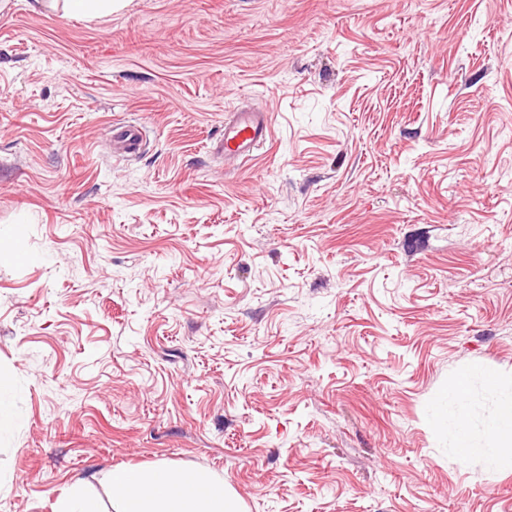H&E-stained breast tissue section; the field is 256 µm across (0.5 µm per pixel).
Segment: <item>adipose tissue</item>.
<instances>
[{"mask_svg": "<svg viewBox=\"0 0 512 512\" xmlns=\"http://www.w3.org/2000/svg\"><path fill=\"white\" fill-rule=\"evenodd\" d=\"M465 393L466 381L458 379L449 390L453 407L438 417L453 429L456 453L480 454L493 470L512 464V392L500 398L483 448L475 446L470 435ZM112 494L120 503L119 512H243L241 500L222 479L196 470L119 468L112 472Z\"/></svg>", "mask_w": 512, "mask_h": 512, "instance_id": "obj_1", "label": "adipose tissue"}]
</instances>
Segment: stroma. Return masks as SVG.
Masks as SVG:
<instances>
[{
  "label": "stroma",
  "instance_id": "obj_1",
  "mask_svg": "<svg viewBox=\"0 0 512 512\" xmlns=\"http://www.w3.org/2000/svg\"><path fill=\"white\" fill-rule=\"evenodd\" d=\"M273 137L228 165L224 117ZM144 129L136 155L113 126ZM23 226L19 256L13 231ZM512 0H0V512L116 468L245 512H512ZM123 0H63V10L71 17L94 19L112 14ZM479 372H482V367L479 364H473L451 386L449 394L455 406L448 409V413L440 414L437 424L442 425L447 421L448 426L453 429L452 447L458 455L465 458L472 454H480L484 456L490 469L500 470L509 463L512 465V451L506 450L512 449V392L503 395L498 402L496 418L490 428L487 446H475L470 435L469 419L464 410L463 400L468 377Z\"/></svg>",
  "mask_w": 512,
  "mask_h": 512
}]
</instances>
